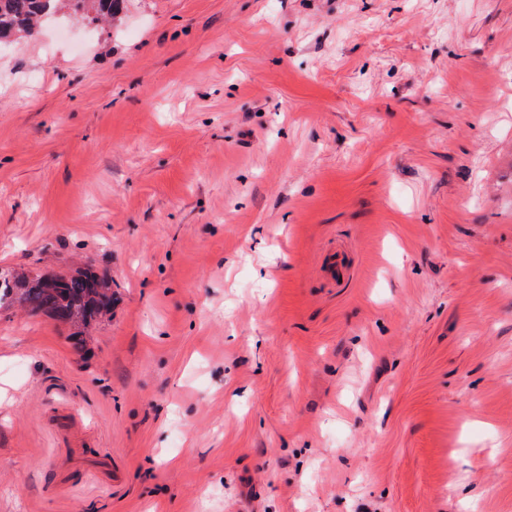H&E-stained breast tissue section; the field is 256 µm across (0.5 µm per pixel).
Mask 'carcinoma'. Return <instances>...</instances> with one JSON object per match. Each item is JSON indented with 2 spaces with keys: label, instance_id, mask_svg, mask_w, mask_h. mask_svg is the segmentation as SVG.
Masks as SVG:
<instances>
[{
  "label": "carcinoma",
  "instance_id": "cac0c4a2",
  "mask_svg": "<svg viewBox=\"0 0 512 512\" xmlns=\"http://www.w3.org/2000/svg\"><path fill=\"white\" fill-rule=\"evenodd\" d=\"M123 0H0V41L31 36L45 21L66 11L92 22L119 14ZM20 303L33 314H47L86 327L112 309L105 277L80 271L69 277L0 276V308Z\"/></svg>",
  "mask_w": 512,
  "mask_h": 512
}]
</instances>
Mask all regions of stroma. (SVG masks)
I'll return each instance as SVG.
<instances>
[{
    "label": "stroma",
    "instance_id": "1",
    "mask_svg": "<svg viewBox=\"0 0 512 512\" xmlns=\"http://www.w3.org/2000/svg\"><path fill=\"white\" fill-rule=\"evenodd\" d=\"M351 268L325 274L334 252ZM0 512H512V0H126L0 44ZM3 283L7 288H2ZM16 302L32 314H47L72 326L86 327L110 312L112 293L105 276L86 271L65 278L1 275L0 308Z\"/></svg>",
    "mask_w": 512,
    "mask_h": 512
}]
</instances>
